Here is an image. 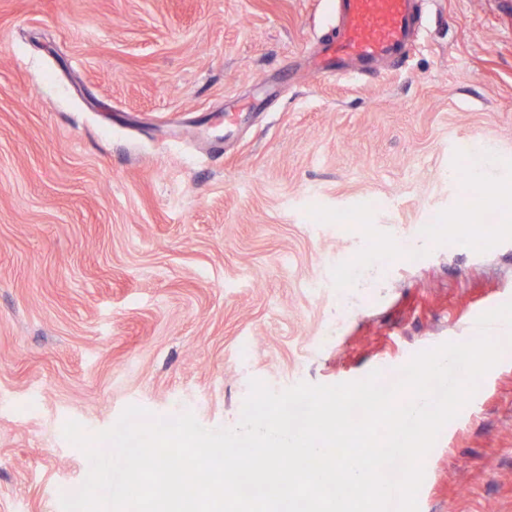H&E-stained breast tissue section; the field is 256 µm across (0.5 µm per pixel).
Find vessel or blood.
<instances>
[{
  "label": "vessel or blood",
  "instance_id": "b4317fda",
  "mask_svg": "<svg viewBox=\"0 0 512 512\" xmlns=\"http://www.w3.org/2000/svg\"><path fill=\"white\" fill-rule=\"evenodd\" d=\"M340 23L323 41L317 57L319 75L366 73L382 60L404 59L421 37L416 0H336ZM454 246L481 251L512 242V228L472 225L467 235H450Z\"/></svg>",
  "mask_w": 512,
  "mask_h": 512
}]
</instances>
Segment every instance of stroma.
Returning <instances> with one entry per match:
<instances>
[{
  "label": "stroma",
  "mask_w": 512,
  "mask_h": 512,
  "mask_svg": "<svg viewBox=\"0 0 512 512\" xmlns=\"http://www.w3.org/2000/svg\"><path fill=\"white\" fill-rule=\"evenodd\" d=\"M421 15L402 67L334 80L309 70L330 0H0V512L81 487L67 421L233 428L251 379L357 381L512 297V244L400 256L396 229L450 221L472 148L512 185V0ZM501 345L419 512H512Z\"/></svg>",
  "instance_id": "35a3bbf8"
}]
</instances>
